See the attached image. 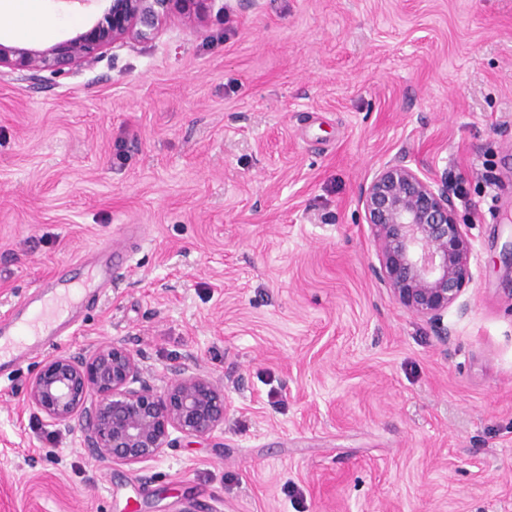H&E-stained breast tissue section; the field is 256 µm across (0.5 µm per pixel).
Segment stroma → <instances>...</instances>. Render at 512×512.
I'll return each instance as SVG.
<instances>
[{
  "mask_svg": "<svg viewBox=\"0 0 512 512\" xmlns=\"http://www.w3.org/2000/svg\"><path fill=\"white\" fill-rule=\"evenodd\" d=\"M91 69L0 71V313L130 270L64 352L197 367L223 429L97 458L0 378V512H512V0H217ZM52 45L93 0H40ZM407 158L468 193L475 279L448 337L376 277L359 195Z\"/></svg>",
  "mask_w": 512,
  "mask_h": 512,
  "instance_id": "35a3bbf8",
  "label": "stroma"
}]
</instances>
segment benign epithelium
Here are the masks:
<instances>
[{"instance_id": "7a95c632", "label": "benign epithelium", "mask_w": 512, "mask_h": 512, "mask_svg": "<svg viewBox=\"0 0 512 512\" xmlns=\"http://www.w3.org/2000/svg\"><path fill=\"white\" fill-rule=\"evenodd\" d=\"M102 17L88 30L46 47L0 42V68L33 82L48 72L66 77L90 68L103 54L148 42L183 7L188 19L204 23L215 0H107ZM363 223L378 243V274L394 299L448 336L444 316L474 280L468 224L454 201L448 174L422 175L405 160L379 167L362 189ZM141 359L121 338L90 351L57 353L32 376L26 405L47 423L80 433L81 443L116 464L156 459L176 431L204 438L224 427V389L196 368H171L163 392L143 378Z\"/></svg>"}]
</instances>
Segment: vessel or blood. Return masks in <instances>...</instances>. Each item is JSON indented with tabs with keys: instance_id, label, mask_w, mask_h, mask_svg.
Here are the masks:
<instances>
[{
	"instance_id": "obj_1",
	"label": "vessel or blood",
	"mask_w": 512,
	"mask_h": 512,
	"mask_svg": "<svg viewBox=\"0 0 512 512\" xmlns=\"http://www.w3.org/2000/svg\"><path fill=\"white\" fill-rule=\"evenodd\" d=\"M126 259L122 251L105 247L86 264L89 274L81 287L58 282L49 292L25 303L17 313L0 316V365L20 369L22 364L71 334V317L88 292L111 287Z\"/></svg>"
}]
</instances>
